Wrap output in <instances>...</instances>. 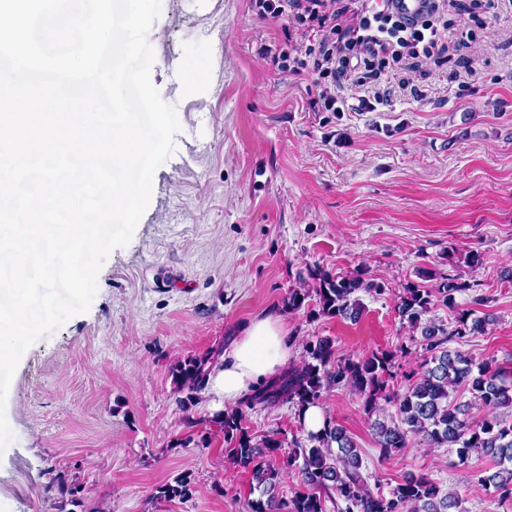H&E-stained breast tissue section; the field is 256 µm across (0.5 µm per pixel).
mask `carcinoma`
<instances>
[{"instance_id": "obj_1", "label": "carcinoma", "mask_w": 512, "mask_h": 512, "mask_svg": "<svg viewBox=\"0 0 512 512\" xmlns=\"http://www.w3.org/2000/svg\"><path fill=\"white\" fill-rule=\"evenodd\" d=\"M316 277L322 313L357 321L361 303L356 294L372 290L374 285L359 276L333 277L320 272ZM464 288L462 283L450 279L435 294L425 288H409L401 297L400 316L420 331L430 353L419 378L403 393L386 394V375L392 368L389 353L375 352L331 368L332 344L320 339L308 345L311 361L273 387L270 397H283L304 409L318 403L322 391L347 386L363 399L366 414L379 415L372 421L371 429L381 457L406 447L412 435L421 436L431 445L454 449L457 466L466 464L473 453L488 456L497 470L478 475L477 481L503 499L512 498V423H504L495 413L499 408H512V380L507 373L493 371L446 347L455 339L483 330L486 320L473 318L462 310L456 314L451 330L434 320L422 321L434 295H439V300L453 311L455 294ZM207 363L208 359L198 357L178 362L172 370L177 391L189 395L197 392L208 380ZM461 386L469 387L473 397L490 409L481 422H470L465 405L452 399ZM381 399L395 406V414L387 419L379 403ZM215 422L224 428V441L229 445L228 455L233 462L252 468L260 496L249 502L250 512H325L327 498L335 500L337 512H455L459 508L457 494L443 490L426 474L405 477L387 494L373 491L363 476L357 448L346 432L329 420L320 431L309 432L315 445L295 448L288 456V466L298 470L305 491H296L289 498L280 497L276 489L282 473L267 460L277 445L252 443L242 427V415L237 412L218 413ZM189 492L187 477L158 488L159 497L165 499H184Z\"/></svg>"}]
</instances>
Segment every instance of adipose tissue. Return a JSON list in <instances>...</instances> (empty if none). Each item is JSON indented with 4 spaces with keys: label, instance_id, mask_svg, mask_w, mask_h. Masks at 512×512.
I'll return each mask as SVG.
<instances>
[{
    "label": "adipose tissue",
    "instance_id": "obj_1",
    "mask_svg": "<svg viewBox=\"0 0 512 512\" xmlns=\"http://www.w3.org/2000/svg\"><path fill=\"white\" fill-rule=\"evenodd\" d=\"M294 354L281 316L271 313L258 317L225 352L213 389L225 404L236 403L244 394L273 380Z\"/></svg>",
    "mask_w": 512,
    "mask_h": 512
}]
</instances>
